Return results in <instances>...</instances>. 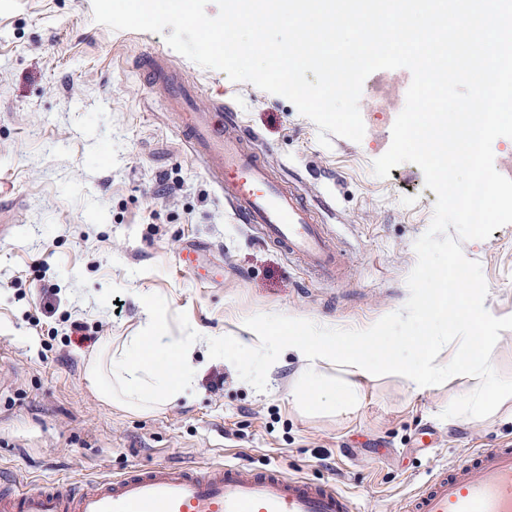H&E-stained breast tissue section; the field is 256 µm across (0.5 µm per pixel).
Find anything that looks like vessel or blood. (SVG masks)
<instances>
[{
  "mask_svg": "<svg viewBox=\"0 0 512 512\" xmlns=\"http://www.w3.org/2000/svg\"><path fill=\"white\" fill-rule=\"evenodd\" d=\"M138 70L179 121L185 145L224 195L236 218L263 241L305 261L311 273L338 271L341 255L296 185L271 177L260 153L237 133V117L220 103H198V87L163 54ZM0 512H357L335 483L311 482L276 467L224 463L180 468L157 464L81 484L20 480L0 490ZM402 512H512V442L467 449L420 482Z\"/></svg>",
  "mask_w": 512,
  "mask_h": 512,
  "instance_id": "b4317fda",
  "label": "vessel or blood"
}]
</instances>
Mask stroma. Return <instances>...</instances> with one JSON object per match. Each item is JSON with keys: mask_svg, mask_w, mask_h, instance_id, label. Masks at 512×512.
<instances>
[{"mask_svg": "<svg viewBox=\"0 0 512 512\" xmlns=\"http://www.w3.org/2000/svg\"><path fill=\"white\" fill-rule=\"evenodd\" d=\"M154 52L198 84L201 103L234 108L277 175L333 198L334 211L315 213L343 253L342 278L313 277L236 222L137 76ZM392 126L368 124L361 142L336 137L327 149L286 98L200 67L163 35L96 23L92 0H0V475L37 488L155 463L242 462L337 483L361 512H397L461 449L512 439V400L449 413L464 399L458 380L420 389L361 377L356 408L309 414L288 393L299 365L287 346L269 376L260 355L243 373L224 362L246 318L365 329L403 307L436 195L415 164L373 174ZM462 249L482 267L485 307L512 320V224ZM145 295L172 333L199 337L197 397L137 413L101 401L86 364L104 340L140 333ZM75 321L89 338L71 333Z\"/></svg>", "mask_w": 512, "mask_h": 512, "instance_id": "1", "label": "stroma"}]
</instances>
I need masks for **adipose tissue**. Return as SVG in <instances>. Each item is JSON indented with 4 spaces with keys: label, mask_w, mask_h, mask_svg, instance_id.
<instances>
[{
    "label": "adipose tissue",
    "mask_w": 512,
    "mask_h": 512,
    "mask_svg": "<svg viewBox=\"0 0 512 512\" xmlns=\"http://www.w3.org/2000/svg\"><path fill=\"white\" fill-rule=\"evenodd\" d=\"M145 318L143 335L125 337L119 344L105 342L88 360L87 379L102 401L129 411L145 412L166 403L192 401L196 388L192 353L197 337L169 335L161 314L151 299H143ZM292 334L283 338L264 323L254 321L248 326L247 338L235 339L224 349L225 363L242 366L247 357L269 354L281 345H288L301 365V371L291 389L295 403L304 411L326 407L324 394L336 391L335 401L345 407L359 404L361 394L352 379L384 371L397 375L409 374L418 386L426 387L436 379H467L464 404L473 412L484 413L512 398V380L504 379L487 355L484 347L500 343L499 322L487 316L484 337H465L464 342L479 348L480 354L472 364L449 360L440 367L419 366L406 372L394 355H386L382 365H374L367 355L375 336L365 330L354 336H335L332 333L312 332L300 320L289 322ZM349 375L344 386H337V374Z\"/></svg>",
    "instance_id": "1"
}]
</instances>
